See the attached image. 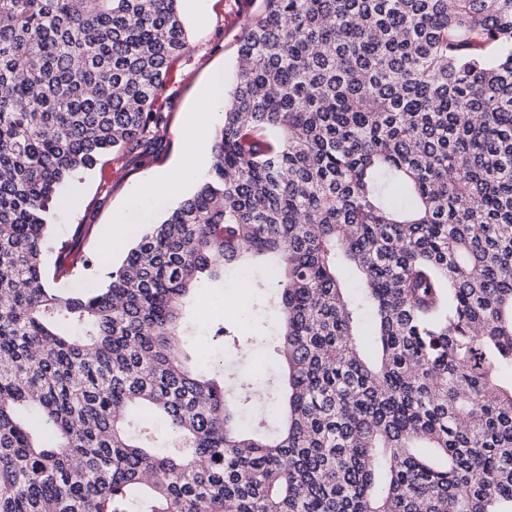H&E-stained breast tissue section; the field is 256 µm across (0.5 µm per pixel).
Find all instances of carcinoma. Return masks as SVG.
<instances>
[{
	"label": "carcinoma",
	"instance_id": "1",
	"mask_svg": "<svg viewBox=\"0 0 512 512\" xmlns=\"http://www.w3.org/2000/svg\"><path fill=\"white\" fill-rule=\"evenodd\" d=\"M178 2L0 0V512H512V0H263L209 175L61 288L90 228L54 249L51 210L167 128ZM254 258L270 438L239 429L251 378L174 346L196 283Z\"/></svg>",
	"mask_w": 512,
	"mask_h": 512
}]
</instances>
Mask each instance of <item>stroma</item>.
I'll use <instances>...</instances> for the list:
<instances>
[{
    "mask_svg": "<svg viewBox=\"0 0 512 512\" xmlns=\"http://www.w3.org/2000/svg\"><path fill=\"white\" fill-rule=\"evenodd\" d=\"M261 7L262 0H180L189 48L173 62L169 77L158 91L157 104L170 115L165 135L121 162H100L76 183L70 204L53 212L54 236L65 235L76 224L93 228V235L84 246L94 265L82 278V285H100L110 262L121 259L143 225L158 220L192 191L194 179L167 196L139 193L151 177L164 180L176 169L192 141L191 121L210 127L217 123L216 110L224 104L237 67V45L248 19ZM207 91L213 94L214 111L210 114L198 110ZM230 299L236 303V310H225L224 304ZM263 302L258 289L235 275L204 284L194 295L191 331L180 339L184 353L197 367L213 368L224 353V343L212 331L217 325H229L250 339L249 351L233 359L234 367L250 372L251 352L262 346L267 327L274 319Z\"/></svg>",
    "mask_w": 512,
    "mask_h": 512,
    "instance_id": "1",
    "label": "stroma"
}]
</instances>
